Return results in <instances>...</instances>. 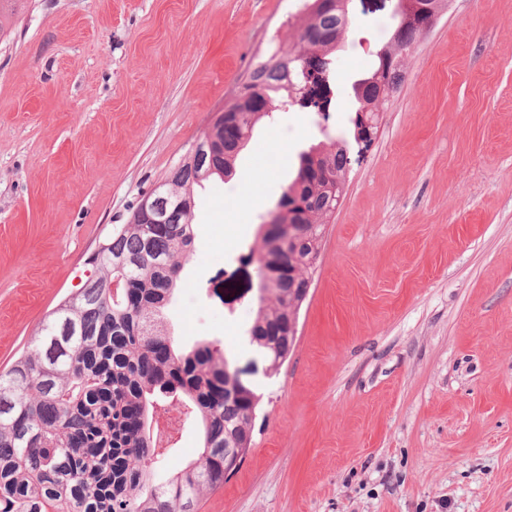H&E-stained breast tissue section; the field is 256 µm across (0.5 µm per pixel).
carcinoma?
I'll return each instance as SVG.
<instances>
[{
    "label": "carcinoma",
    "instance_id": "obj_1",
    "mask_svg": "<svg viewBox=\"0 0 512 512\" xmlns=\"http://www.w3.org/2000/svg\"><path fill=\"white\" fill-rule=\"evenodd\" d=\"M295 51L255 65L196 149L112 227L84 287L43 323L32 349L0 373V512H197V500L236 471L252 441L259 396L216 340L178 347L164 311L193 259L194 191L235 172L256 126L291 105L303 65L336 53L353 23L352 0H302ZM448 0H409L389 41L352 84V113H377L404 79L417 27L404 17ZM346 145L334 138L300 153L297 174L262 217L252 251L272 271L260 286L250 342L278 372L291 354L290 324L310 287L323 227L336 212L327 185L347 180ZM300 206L288 208L285 198ZM130 291L113 298L112 280ZM234 393L224 396V387ZM176 407L199 432V458L175 459L159 415ZM170 475L156 478L159 465Z\"/></svg>",
    "mask_w": 512,
    "mask_h": 512
}]
</instances>
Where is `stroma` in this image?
Returning <instances> with one entry per match:
<instances>
[{
	"label": "stroma",
	"instance_id": "1",
	"mask_svg": "<svg viewBox=\"0 0 512 512\" xmlns=\"http://www.w3.org/2000/svg\"><path fill=\"white\" fill-rule=\"evenodd\" d=\"M395 0H354L329 112L257 127L196 193L194 261L166 316L220 339L262 394L239 471L199 512H512V0H450L352 146L295 349L244 348L251 243L297 155L348 126ZM299 0H17L0 33V372L82 285L113 225L182 159Z\"/></svg>",
	"mask_w": 512,
	"mask_h": 512
}]
</instances>
